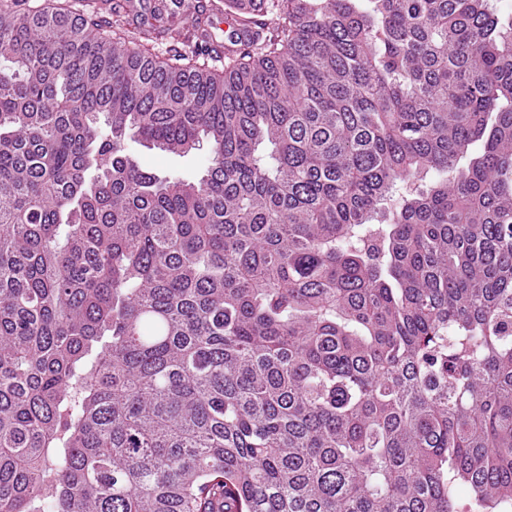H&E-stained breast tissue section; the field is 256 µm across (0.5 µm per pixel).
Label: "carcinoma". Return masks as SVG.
<instances>
[{"mask_svg": "<svg viewBox=\"0 0 512 512\" xmlns=\"http://www.w3.org/2000/svg\"><path fill=\"white\" fill-rule=\"evenodd\" d=\"M111 13L0 0V512H512V14ZM131 147L137 154L140 164L146 169H169L184 177H193L206 166L205 150L179 157L138 143H131Z\"/></svg>", "mask_w": 512, "mask_h": 512, "instance_id": "1", "label": "carcinoma"}]
</instances>
